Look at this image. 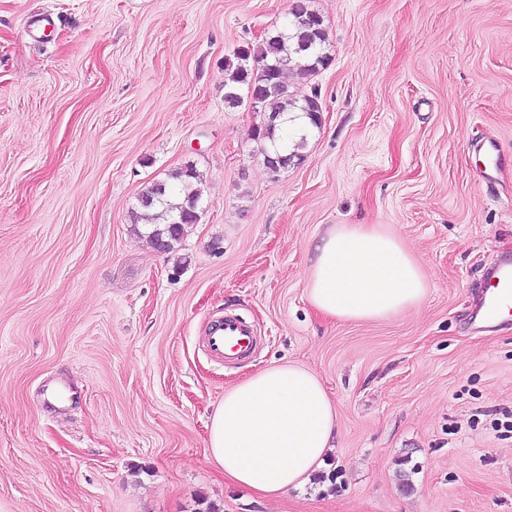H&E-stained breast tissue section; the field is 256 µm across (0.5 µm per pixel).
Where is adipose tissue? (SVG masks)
Segmentation results:
<instances>
[{
    "label": "adipose tissue",
    "instance_id": "adipose-tissue-1",
    "mask_svg": "<svg viewBox=\"0 0 512 512\" xmlns=\"http://www.w3.org/2000/svg\"><path fill=\"white\" fill-rule=\"evenodd\" d=\"M426 293L411 253L376 226H332L314 247L306 297L326 318L384 320L415 308ZM337 422L316 374L272 363L225 391L211 417L210 457L225 481L278 496L302 487L323 465Z\"/></svg>",
    "mask_w": 512,
    "mask_h": 512
}]
</instances>
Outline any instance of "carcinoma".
I'll list each match as a JSON object with an SVG mask.
<instances>
[{"label":"carcinoma","instance_id":"obj_1","mask_svg":"<svg viewBox=\"0 0 512 512\" xmlns=\"http://www.w3.org/2000/svg\"><path fill=\"white\" fill-rule=\"evenodd\" d=\"M309 2L294 0L280 29L254 46L239 49L234 60L224 61L225 105L238 108L241 99L254 92L260 98L259 108H270L269 120L256 130L255 141L258 153L274 158L271 169L278 172L301 160L305 144L302 137L288 142L283 135V116L300 112L312 126L321 122L323 107L318 91L299 95L293 90L295 76H314L329 63L324 52V20ZM170 178L181 184V200L172 198L166 182L151 185L141 196V207L150 211L146 215L147 237L155 245L164 242L162 252L166 254L177 251L187 228L196 223L203 196L202 181L193 167L176 170Z\"/></svg>","mask_w":512,"mask_h":512}]
</instances>
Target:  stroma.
Here are the masks:
<instances>
[{
  "label": "stroma",
  "instance_id": "obj_1",
  "mask_svg": "<svg viewBox=\"0 0 512 512\" xmlns=\"http://www.w3.org/2000/svg\"><path fill=\"white\" fill-rule=\"evenodd\" d=\"M291 3L0 0V512H512V320L474 318L512 255V0H310L331 61L295 83L321 123L274 174L224 61ZM188 165L202 215L167 255L133 215ZM336 224L395 235L423 302L318 314L310 250ZM226 314L258 339L234 366L201 345ZM273 362L320 377L338 431L265 498L225 483L208 434Z\"/></svg>",
  "mask_w": 512,
  "mask_h": 512
}]
</instances>
